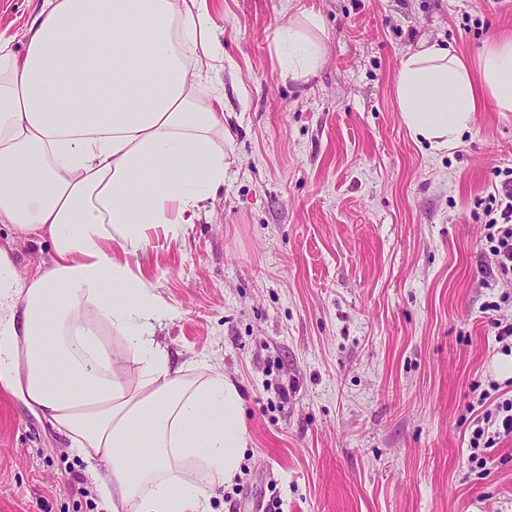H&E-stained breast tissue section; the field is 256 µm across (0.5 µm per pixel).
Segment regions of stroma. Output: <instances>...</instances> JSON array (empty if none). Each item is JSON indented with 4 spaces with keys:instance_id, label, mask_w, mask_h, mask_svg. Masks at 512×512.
Here are the masks:
<instances>
[{
    "instance_id": "1",
    "label": "stroma",
    "mask_w": 512,
    "mask_h": 512,
    "mask_svg": "<svg viewBox=\"0 0 512 512\" xmlns=\"http://www.w3.org/2000/svg\"><path fill=\"white\" fill-rule=\"evenodd\" d=\"M324 23L317 74L281 80L272 41L300 13ZM224 109L235 116L224 192L179 241L138 263L171 316L178 361L224 372L248 445L211 512H512V435L470 440L498 379L482 204L512 168V112L483 103L448 152L417 145L395 78L424 43L476 67L512 34V0H218ZM19 269L50 241L0 224ZM498 309H490V302ZM0 512H105L84 463L0 381Z\"/></svg>"
}]
</instances>
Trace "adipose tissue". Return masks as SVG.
<instances>
[{"label":"adipose tissue","mask_w":512,"mask_h":512,"mask_svg":"<svg viewBox=\"0 0 512 512\" xmlns=\"http://www.w3.org/2000/svg\"><path fill=\"white\" fill-rule=\"evenodd\" d=\"M322 31L312 12L278 28L281 79L316 73ZM223 69L209 0H36L20 32H0V224L55 253L23 278L0 247V369L85 462L109 512H208L247 446L238 388L173 362L155 336L170 311L130 265L224 189ZM395 84L413 140L455 148L480 99L512 112V38L486 46L474 72L422 45Z\"/></svg>","instance_id":"adipose-tissue-1"}]
</instances>
